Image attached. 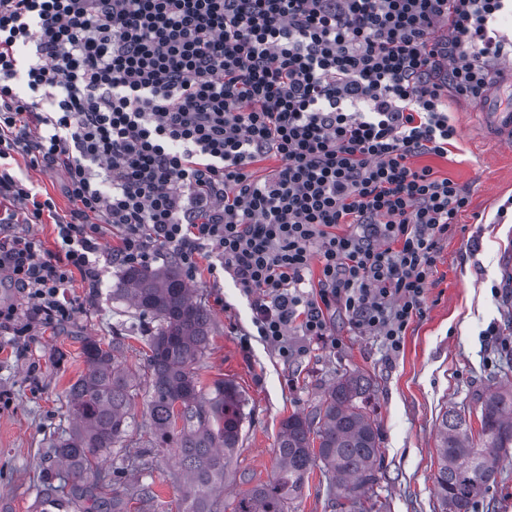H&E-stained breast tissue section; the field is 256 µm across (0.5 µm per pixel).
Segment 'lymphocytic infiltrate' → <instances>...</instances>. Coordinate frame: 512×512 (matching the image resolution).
I'll return each mask as SVG.
<instances>
[{"label": "lymphocytic infiltrate", "mask_w": 512, "mask_h": 512, "mask_svg": "<svg viewBox=\"0 0 512 512\" xmlns=\"http://www.w3.org/2000/svg\"><path fill=\"white\" fill-rule=\"evenodd\" d=\"M504 2L0 0V201L58 229L43 253L0 213V283L26 300L0 303V330L68 322L113 229L115 264L228 275L281 357L339 310L400 348L468 204L412 160L447 156L446 98L479 100L507 59L489 34ZM17 154L65 173L67 214L12 174Z\"/></svg>", "instance_id": "f902f5d3"}]
</instances>
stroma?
Segmentation results:
<instances>
[{"mask_svg": "<svg viewBox=\"0 0 512 512\" xmlns=\"http://www.w3.org/2000/svg\"><path fill=\"white\" fill-rule=\"evenodd\" d=\"M447 103L457 131L454 147L448 157L421 155L414 164L452 179L469 203L441 243L422 314L399 351L383 337L359 333L339 312L331 336L311 343L291 337L302 353L283 359L257 336L251 301L231 279L213 281L203 268L193 280L197 301L211 313L210 345L195 373L206 387L223 379L238 385L245 419L237 470L251 484L272 479L283 421L318 405L340 375L363 372L374 382L371 408L383 448L372 512H436L435 439L443 413L454 410L477 422L482 400L512 387V144L486 137L476 103L452 97ZM13 167L48 192L59 213L69 210L63 172L29 168L20 154ZM123 272V266H106L97 288L74 276L67 293L75 314L62 327L0 335V512H40L42 472L53 445L71 429L68 390L87 369L85 341H118L125 365L142 370L157 322L113 301ZM146 399L143 392L136 397L131 421L135 438L150 450L151 469L123 468L115 454L99 465L119 488L151 490V499L132 501L130 512H179L182 468L170 453L155 449ZM335 502L330 475L317 470L291 510L336 512ZM475 512H512V448L501 452L497 482Z\"/></svg>", "mask_w": 512, "mask_h": 512, "instance_id": "35a3bbf8", "label": "stroma"}]
</instances>
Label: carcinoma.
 I'll list each match as a JSON object with an SVG mask.
<instances>
[{"mask_svg": "<svg viewBox=\"0 0 512 512\" xmlns=\"http://www.w3.org/2000/svg\"><path fill=\"white\" fill-rule=\"evenodd\" d=\"M117 293L158 321L142 375L130 371L115 351L86 340L87 371L69 389L73 427L53 447L58 468L45 470L42 512H129L132 500L149 496L143 486L119 493L106 479L100 458L130 456L134 440L129 412L141 385L148 387L147 422L157 447L178 457L187 476L182 512H217L216 494L237 476L234 459L241 438L244 398L229 380L204 391L194 365L210 342L211 314L193 301L174 265L129 267ZM373 383L362 373L336 379L320 405L282 423L272 480L238 493L228 512H289L310 472L320 467L336 485V506L368 512L383 450L367 412ZM479 443L466 416L446 411L436 450L439 512H472L496 483L499 453L512 447V390L481 402Z\"/></svg>", "mask_w": 512, "mask_h": 512, "instance_id": "obj_1", "label": "carcinoma"}]
</instances>
